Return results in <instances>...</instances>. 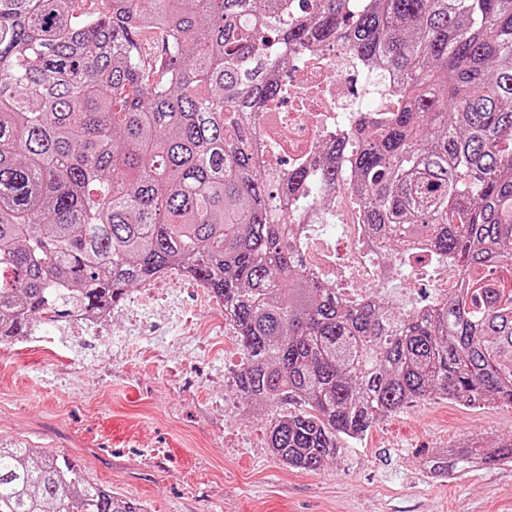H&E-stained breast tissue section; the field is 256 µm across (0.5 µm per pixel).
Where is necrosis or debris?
Instances as JSON below:
<instances>
[{
	"mask_svg": "<svg viewBox=\"0 0 512 512\" xmlns=\"http://www.w3.org/2000/svg\"><path fill=\"white\" fill-rule=\"evenodd\" d=\"M300 61L299 80L290 81L286 101L271 107L258 135L262 169L274 175L283 166L273 162V153L287 155L292 166L310 164L361 106L358 84L365 73L347 54L313 47L301 52ZM351 202L349 191L337 188L335 224L300 225L297 245L310 274L364 303L378 296L386 268Z\"/></svg>",
	"mask_w": 512,
	"mask_h": 512,
	"instance_id": "obj_1",
	"label": "necrosis or debris"
}]
</instances>
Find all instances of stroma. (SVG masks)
Returning <instances> with one entry per match:
<instances>
[{
	"label": "stroma",
	"mask_w": 512,
	"mask_h": 512,
	"mask_svg": "<svg viewBox=\"0 0 512 512\" xmlns=\"http://www.w3.org/2000/svg\"><path fill=\"white\" fill-rule=\"evenodd\" d=\"M241 355L208 289L170 272L100 327L38 325L0 346V442L74 460L148 512H512V464L431 477L436 450L512 436V407L421 400L316 472L267 445L280 409L237 396Z\"/></svg>",
	"instance_id": "stroma-1"
}]
</instances>
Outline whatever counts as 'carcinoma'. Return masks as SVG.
Here are the masks:
<instances>
[{
	"label": "carcinoma",
	"mask_w": 512,
	"mask_h": 512,
	"mask_svg": "<svg viewBox=\"0 0 512 512\" xmlns=\"http://www.w3.org/2000/svg\"><path fill=\"white\" fill-rule=\"evenodd\" d=\"M0 0V345L177 269L224 305L235 392L279 404L268 447L321 469L409 403L512 406V0ZM167 40L166 58L155 39ZM300 50L393 76L305 168L253 149ZM347 184L380 253L424 246L461 288L354 304L306 271L295 222ZM512 463V437L434 453L435 474ZM0 512H147L65 456L0 443Z\"/></svg>",
	"instance_id": "cac0c4a2"
}]
</instances>
